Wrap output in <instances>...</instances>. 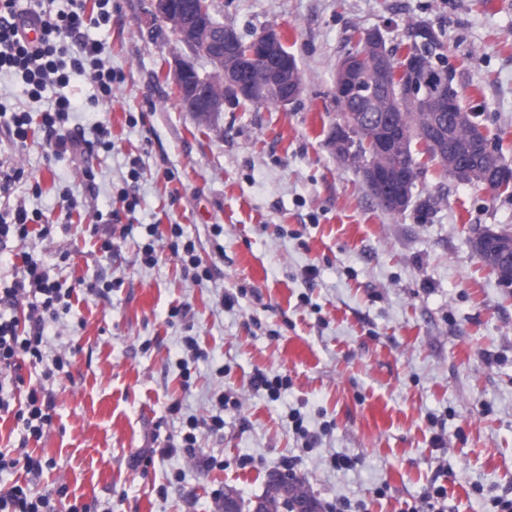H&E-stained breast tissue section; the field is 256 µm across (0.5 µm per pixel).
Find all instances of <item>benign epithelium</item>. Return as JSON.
Masks as SVG:
<instances>
[{
	"instance_id": "1",
	"label": "benign epithelium",
	"mask_w": 512,
	"mask_h": 512,
	"mask_svg": "<svg viewBox=\"0 0 512 512\" xmlns=\"http://www.w3.org/2000/svg\"><path fill=\"white\" fill-rule=\"evenodd\" d=\"M151 19L164 24L180 39L191 55H203L213 65L218 77L200 74L192 63L178 60L173 72L182 101L190 112H221L224 102L257 97L259 92L249 79L259 58L269 63L277 83L279 101L285 105L301 93L302 83L292 57L285 52L279 31L268 28L250 42L248 49L239 47L236 31L224 26L205 10L196 7L176 9L172 0H149ZM407 44L400 55L393 56L378 28L362 37L360 52L336 64L335 92L341 98L356 95L363 83L376 89L364 108L377 113L379 125L372 139L371 154L360 173L371 193L394 214L405 212L413 202L417 178L401 160L408 155L405 142L387 130L408 111L432 113L422 134L437 153L443 170L459 183L477 184L491 190L512 182V164L498 155L489 140L460 147L447 131L444 119L485 132L478 113L461 107L459 91L447 79L446 72L435 65L437 58L425 51L439 37L434 27L415 21L406 27ZM358 126L350 117L333 126L329 144L336 160L347 163L355 152Z\"/></svg>"
}]
</instances>
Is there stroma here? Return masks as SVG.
Masks as SVG:
<instances>
[{
  "instance_id": "35a3bbf8",
  "label": "stroma",
  "mask_w": 512,
  "mask_h": 512,
  "mask_svg": "<svg viewBox=\"0 0 512 512\" xmlns=\"http://www.w3.org/2000/svg\"><path fill=\"white\" fill-rule=\"evenodd\" d=\"M211 9L246 40L278 27L302 78L295 100L228 101L199 121L170 74L187 51L149 18L148 0H112L111 22L82 30L119 77L111 101L93 103L86 72L37 101L0 73L7 107L44 111L63 94L71 133L95 140L102 121L112 133L111 149L57 156L42 133L17 145L0 129V166L25 172L0 211L21 204L50 226L0 251V288L28 255L71 291L70 310L44 327L42 361L21 358L4 374L12 399L0 450L45 467L0 472V493L28 485L54 512H217L225 488L253 500L270 473L290 471L324 512H424L439 485L447 512H496L512 498V288L471 238L479 224L512 231V195L457 183L423 155L415 195L432 208L389 214L357 168L336 161L329 135L339 58L367 30L392 46L420 20L442 32L463 106L512 161V0ZM124 192L134 212L123 211ZM174 224L202 278L170 250ZM59 355L70 362L61 375L51 371ZM259 371L286 378L278 398L252 387ZM33 388L50 396L52 422L27 441L15 412ZM218 411L224 427L213 431ZM295 413L308 438L293 430ZM190 418L200 427L187 450ZM339 453L357 465L336 469Z\"/></svg>"
}]
</instances>
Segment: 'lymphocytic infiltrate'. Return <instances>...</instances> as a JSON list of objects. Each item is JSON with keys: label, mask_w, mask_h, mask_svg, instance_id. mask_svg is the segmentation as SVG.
I'll return each instance as SVG.
<instances>
[{"label": "lymphocytic infiltrate", "mask_w": 512, "mask_h": 512, "mask_svg": "<svg viewBox=\"0 0 512 512\" xmlns=\"http://www.w3.org/2000/svg\"><path fill=\"white\" fill-rule=\"evenodd\" d=\"M108 0H68L64 10H54V0H0V72L19 75L27 86L29 97L41 98L51 84H68L71 71L83 69L86 62L95 63L99 54L97 43L81 40L82 28L91 22L110 21L106 12ZM97 6V13L87 10L88 4ZM40 24L37 42L26 38L29 21ZM79 38V49L74 57H66L63 39ZM73 105L69 98L58 96L49 110L31 113H0V127L13 142L25 143L32 130L42 132L56 150L65 152L74 148L94 149V142L78 136L61 134ZM36 295L40 302L32 308L31 332L19 336L16 325L10 320H0V370L14 369L21 357L38 361L43 357L42 326L48 315L54 314L63 294L49 274L32 259H25L22 275L12 285L0 290V302H10L21 296Z\"/></svg>", "instance_id": "f902f5d3"}]
</instances>
